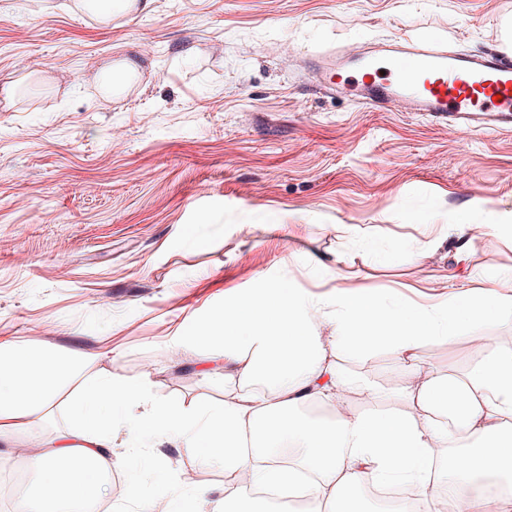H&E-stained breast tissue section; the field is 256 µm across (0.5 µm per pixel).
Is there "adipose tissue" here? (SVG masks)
<instances>
[{
	"label": "adipose tissue",
	"instance_id": "1",
	"mask_svg": "<svg viewBox=\"0 0 512 512\" xmlns=\"http://www.w3.org/2000/svg\"><path fill=\"white\" fill-rule=\"evenodd\" d=\"M141 77L138 58L104 65L100 93L120 96ZM489 321L512 322V274L477 277L475 287L434 305L383 298L361 287L337 286L335 304L275 285L215 311L195 349L223 360L233 400L187 406L153 401L139 381L92 376L96 360L0 342V433L25 425L50 407L58 390L84 376L71 403L69 430L31 461L40 476L23 512H65L102 489L112 468L115 416L131 430L173 427L200 466L253 484L307 492L330 512H362L353 496L362 485H410L418 512H512V348L492 351L466 370L440 373L417 365L415 351L456 343ZM391 350L397 360L394 413L355 411L349 397L380 399L370 381L338 367L340 358ZM457 409L462 419L449 426ZM505 491L488 498L483 486Z\"/></svg>",
	"mask_w": 512,
	"mask_h": 512
}]
</instances>
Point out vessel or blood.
Wrapping results in <instances>:
<instances>
[{
  "instance_id": "1",
  "label": "vessel or blood",
  "mask_w": 512,
  "mask_h": 512,
  "mask_svg": "<svg viewBox=\"0 0 512 512\" xmlns=\"http://www.w3.org/2000/svg\"><path fill=\"white\" fill-rule=\"evenodd\" d=\"M320 90L390 112H425L456 132H512V52L471 53L435 38L396 35L369 47L317 53Z\"/></svg>"
}]
</instances>
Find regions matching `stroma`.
Here are the masks:
<instances>
[{
	"mask_svg": "<svg viewBox=\"0 0 512 512\" xmlns=\"http://www.w3.org/2000/svg\"><path fill=\"white\" fill-rule=\"evenodd\" d=\"M76 0H0V341L96 358L157 401L221 403L223 378L192 338L212 311L277 283L332 297L337 274L382 297L447 296L512 272V132L457 135L307 84V55L394 34L512 50V0H154L104 22ZM142 77L105 99L104 64ZM452 224H490L455 259ZM206 236L198 247L196 235ZM416 350L463 370L512 346ZM393 354L343 361L392 386ZM63 387L27 430L0 437V476L33 438L68 425ZM106 512H153L192 465L152 430L112 439ZM131 495H124V488Z\"/></svg>",
	"mask_w": 512,
	"mask_h": 512,
	"instance_id": "35a3bbf8",
	"label": "stroma"
}]
</instances>
